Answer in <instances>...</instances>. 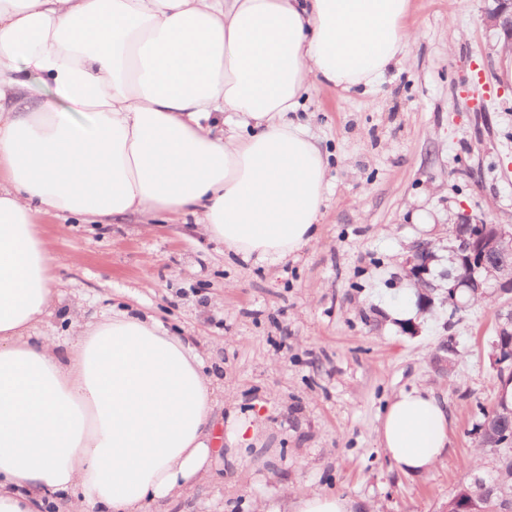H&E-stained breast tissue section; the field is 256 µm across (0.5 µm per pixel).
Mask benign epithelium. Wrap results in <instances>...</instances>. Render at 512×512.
<instances>
[{"mask_svg":"<svg viewBox=\"0 0 512 512\" xmlns=\"http://www.w3.org/2000/svg\"><path fill=\"white\" fill-rule=\"evenodd\" d=\"M492 2L494 7L487 9L484 22L489 27L501 29L512 49V0ZM453 236L455 245L451 247V252L467 269V275L453 278V284L450 285L453 292L490 284L500 293L512 295V276L505 278L501 275L504 270H512V226L507 228L502 224L467 216L454 226ZM430 254V244L416 245V264L412 270L422 288L430 287L427 281L421 279L422 266Z\"/></svg>","mask_w":512,"mask_h":512,"instance_id":"7a95c632","label":"benign epithelium"}]
</instances>
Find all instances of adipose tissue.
Segmentation results:
<instances>
[{
	"label": "adipose tissue",
	"instance_id": "1",
	"mask_svg": "<svg viewBox=\"0 0 512 512\" xmlns=\"http://www.w3.org/2000/svg\"><path fill=\"white\" fill-rule=\"evenodd\" d=\"M411 0H0V512H168L208 478L224 396L196 346L113 309L42 334L59 292L37 217L193 218L242 260L317 239L316 86L371 93L409 59ZM52 91L37 100L39 87ZM445 400L394 396L404 474L448 449Z\"/></svg>",
	"mask_w": 512,
	"mask_h": 512
}]
</instances>
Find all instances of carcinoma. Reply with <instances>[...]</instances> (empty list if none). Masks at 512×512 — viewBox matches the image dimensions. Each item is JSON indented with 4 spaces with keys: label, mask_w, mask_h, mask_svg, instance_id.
<instances>
[{
    "label": "carcinoma",
    "mask_w": 512,
    "mask_h": 512,
    "mask_svg": "<svg viewBox=\"0 0 512 512\" xmlns=\"http://www.w3.org/2000/svg\"><path fill=\"white\" fill-rule=\"evenodd\" d=\"M485 428L478 447L491 456L489 474L474 479L448 500L447 512H512V444L499 445L500 434L512 432L508 408L499 403L482 409L475 429Z\"/></svg>",
    "instance_id": "carcinoma-1"
}]
</instances>
